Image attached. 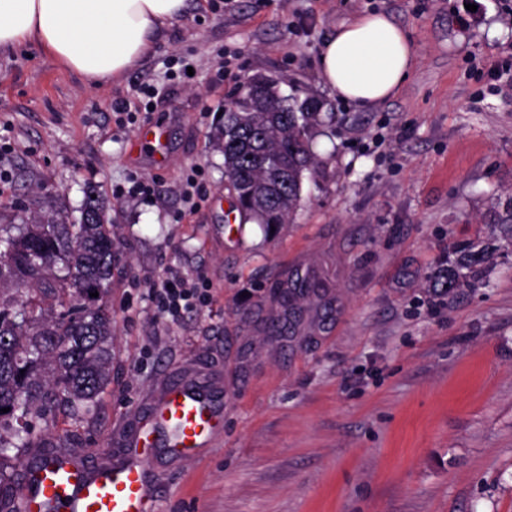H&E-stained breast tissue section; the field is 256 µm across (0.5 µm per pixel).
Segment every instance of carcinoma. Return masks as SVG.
I'll return each instance as SVG.
<instances>
[{
	"label": "carcinoma",
	"instance_id": "cac0c4a2",
	"mask_svg": "<svg viewBox=\"0 0 512 512\" xmlns=\"http://www.w3.org/2000/svg\"><path fill=\"white\" fill-rule=\"evenodd\" d=\"M326 99L287 95L278 86L255 91L251 79L224 105L216 146L224 180L234 187L242 221L285 224L302 200L305 181L326 174L314 152L317 137L335 132ZM89 189L77 218L48 198L23 224L0 225V284L25 288L22 300L0 297V502L17 494L4 467L13 448H38L31 419L56 411L74 417L91 411L110 382L112 316L105 302L115 241L107 206ZM490 234L479 250L454 247L434 273V287L459 288L483 277L485 255L512 239V196L485 214Z\"/></svg>",
	"mask_w": 512,
	"mask_h": 512
}]
</instances>
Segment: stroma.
<instances>
[{"mask_svg": "<svg viewBox=\"0 0 512 512\" xmlns=\"http://www.w3.org/2000/svg\"><path fill=\"white\" fill-rule=\"evenodd\" d=\"M387 13L414 66L372 109L319 73L327 34ZM333 102L327 162L276 232L235 225L219 115L245 77ZM157 91L166 158L117 128L113 105ZM198 170V207L177 184ZM0 225L36 201H109L118 248L105 297L112 379L93 412L33 419L48 450L108 460L165 385L199 370L223 387L224 427L194 456L156 457L155 512H512V243L471 288L429 276L453 244L484 245L512 194V0H188L120 79L97 87L41 47L0 52ZM153 185L129 194L131 178ZM176 269L210 294L178 318L152 284ZM327 270L289 327L280 288Z\"/></svg>", "mask_w": 512, "mask_h": 512, "instance_id": "obj_1", "label": "stroma"}]
</instances>
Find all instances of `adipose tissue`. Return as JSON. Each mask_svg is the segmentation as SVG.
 Returning <instances> with one entry per match:
<instances>
[{
    "instance_id": "obj_1",
    "label": "adipose tissue",
    "mask_w": 512,
    "mask_h": 512,
    "mask_svg": "<svg viewBox=\"0 0 512 512\" xmlns=\"http://www.w3.org/2000/svg\"><path fill=\"white\" fill-rule=\"evenodd\" d=\"M186 8V0H0V51L38 44L94 87L139 65ZM412 67L408 35L378 12L328 34L319 56L324 84L361 107L396 95Z\"/></svg>"
}]
</instances>
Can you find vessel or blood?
<instances>
[{"mask_svg":"<svg viewBox=\"0 0 512 512\" xmlns=\"http://www.w3.org/2000/svg\"><path fill=\"white\" fill-rule=\"evenodd\" d=\"M222 427L217 388L191 377L168 387L152 419L142 421L125 451L92 469L73 456L50 461L19 499V512H154L147 457H188L208 445Z\"/></svg>","mask_w":512,"mask_h":512,"instance_id":"obj_1","label":"vessel or blood"}]
</instances>
